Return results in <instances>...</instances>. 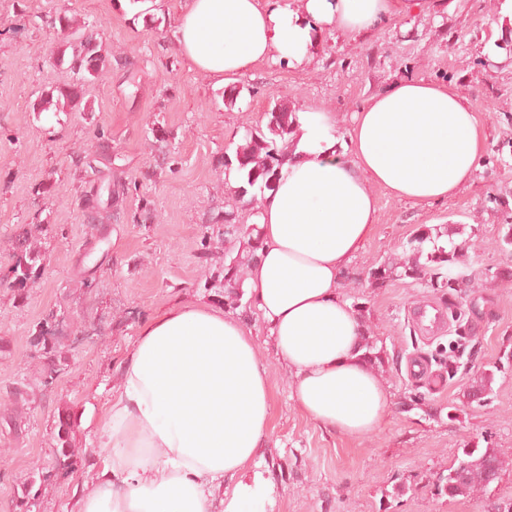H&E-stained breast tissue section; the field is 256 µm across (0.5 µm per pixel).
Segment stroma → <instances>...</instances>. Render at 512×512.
<instances>
[{"instance_id": "35a3bbf8", "label": "stroma", "mask_w": 512, "mask_h": 512, "mask_svg": "<svg viewBox=\"0 0 512 512\" xmlns=\"http://www.w3.org/2000/svg\"><path fill=\"white\" fill-rule=\"evenodd\" d=\"M183 0H0V274L17 238L41 223L40 277L25 297L0 288V512H61L75 482L94 483L91 448L115 368L143 321L182 300L223 305L211 269L244 242L225 223L252 226L234 172L218 165L274 104L354 112L393 81H449L474 104L486 137L472 182L432 204L375 188L377 219L349 264L341 293L362 311L383 350L379 373L392 396L379 431L354 440L320 429L289 398V376L257 312L245 319L273 378L270 438L260 470L273 485V512H496L512 502V468L485 492L451 499L435 493L439 473L466 444L512 456V266L502 237L512 221V38L506 0H460L439 15L430 0L417 14L365 39L330 33L296 69L263 62L229 102L224 86L190 70L170 33ZM107 27L112 61L85 87L86 110L37 112L42 95L71 83L55 62L65 36L58 11ZM504 20L491 31L487 15ZM128 186L118 214L89 223L80 198L90 186ZM154 212H140L141 198ZM452 227L468 244L462 295L410 279L364 287L372 265L409 254L424 229ZM48 332L58 359L47 364L35 338ZM495 373L486 404L463 391ZM70 409L77 464L59 467L54 415Z\"/></svg>"}]
</instances>
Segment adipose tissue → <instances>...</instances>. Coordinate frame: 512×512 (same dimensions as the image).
I'll return each mask as SVG.
<instances>
[{"label":"adipose tissue","mask_w":512,"mask_h":512,"mask_svg":"<svg viewBox=\"0 0 512 512\" xmlns=\"http://www.w3.org/2000/svg\"><path fill=\"white\" fill-rule=\"evenodd\" d=\"M421 0H185L172 36L191 70L226 84L257 64L300 67L322 32L355 38L416 13ZM483 133L453 84L413 77L369 98L347 132L336 115L297 114L292 155L257 217L263 247L247 295L286 367L290 398L322 429L352 439L391 408L365 363L363 327L341 278L376 223L374 187L416 203L455 195L479 167ZM99 431L95 486L72 512H266L253 465L270 436L272 376L252 329L199 300L145 321L116 367Z\"/></svg>","instance_id":"adipose-tissue-1"}]
</instances>
